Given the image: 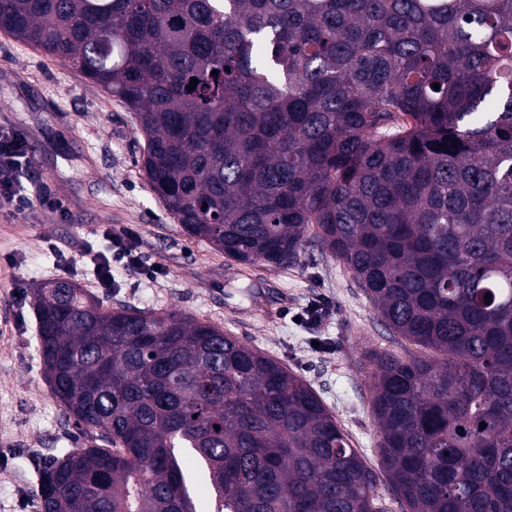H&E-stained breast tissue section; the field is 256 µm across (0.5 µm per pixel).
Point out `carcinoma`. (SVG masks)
Returning a JSON list of instances; mask_svg holds the SVG:
<instances>
[{"label": "carcinoma", "instance_id": "carcinoma-1", "mask_svg": "<svg viewBox=\"0 0 512 512\" xmlns=\"http://www.w3.org/2000/svg\"><path fill=\"white\" fill-rule=\"evenodd\" d=\"M0 30L134 113L191 238L278 268L309 242L435 353L370 357L407 512H512V0H0ZM30 295L53 396L106 444L47 458L42 508L386 512L280 362L70 279Z\"/></svg>", "mask_w": 512, "mask_h": 512}]
</instances>
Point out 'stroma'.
Returning <instances> with one entry per match:
<instances>
[{"label":"stroma","instance_id":"stroma-1","mask_svg":"<svg viewBox=\"0 0 512 512\" xmlns=\"http://www.w3.org/2000/svg\"><path fill=\"white\" fill-rule=\"evenodd\" d=\"M1 128L23 131L33 151L31 206L0 209V512H42L44 459L93 441L53 397L31 299L16 289L58 277L66 259L88 286L80 247L103 246V224L135 225L160 272L148 281L113 268L118 287L99 293L100 301L210 322L304 377L375 473L390 512H404L378 454L367 354H403L412 345L390 333L342 263L309 245L285 269L242 265L192 239L143 172L133 114L75 70L0 32ZM55 243L64 254L52 251ZM321 298L329 316L314 326L298 322L297 313Z\"/></svg>","mask_w":512,"mask_h":512}]
</instances>
